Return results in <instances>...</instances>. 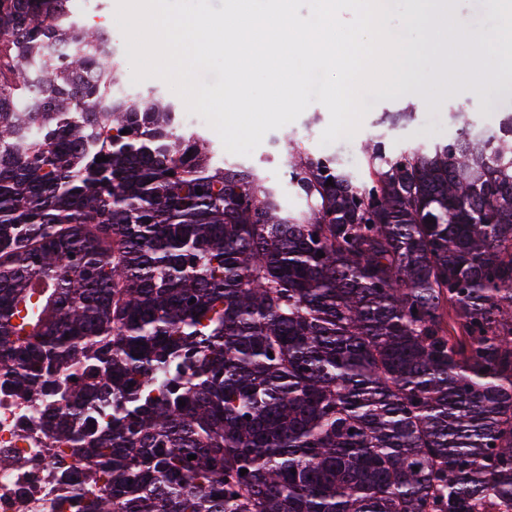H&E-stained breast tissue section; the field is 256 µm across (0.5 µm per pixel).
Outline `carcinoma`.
Here are the masks:
<instances>
[{
    "label": "carcinoma",
    "instance_id": "cac0c4a2",
    "mask_svg": "<svg viewBox=\"0 0 512 512\" xmlns=\"http://www.w3.org/2000/svg\"><path fill=\"white\" fill-rule=\"evenodd\" d=\"M102 43L0 0V369L88 512H512V114L360 181L292 142L290 212Z\"/></svg>",
    "mask_w": 512,
    "mask_h": 512
}]
</instances>
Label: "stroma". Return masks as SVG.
<instances>
[{
  "label": "stroma",
  "instance_id": "obj_1",
  "mask_svg": "<svg viewBox=\"0 0 512 512\" xmlns=\"http://www.w3.org/2000/svg\"><path fill=\"white\" fill-rule=\"evenodd\" d=\"M440 9L448 10L458 29L495 34L501 31L500 19L487 0H392V16L387 24L403 39L413 42L421 37L422 31L414 24L402 23V15ZM404 67L406 73L399 94L364 96L368 113L354 137H344L331 144L321 143L320 136L330 115L324 105L315 102L295 122L267 133L251 155L228 153L224 156L225 162L260 167L269 182L280 188L283 208L296 211L302 208L303 201L285 177L290 140L302 142L316 154L336 157L346 170L357 174L363 169L362 149L369 139L382 137L393 153L408 147L429 148L452 139L457 127L450 118L449 109L457 103H467L471 125L483 130L496 127L506 114L512 113V88L489 94L467 84L448 85L438 79L434 64L427 57L406 58ZM422 94L427 96V103L419 102L418 97ZM386 108L411 109L413 118L397 128H386L379 123Z\"/></svg>",
  "mask_w": 512,
  "mask_h": 512
}]
</instances>
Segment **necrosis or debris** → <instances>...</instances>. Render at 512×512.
<instances>
[{
  "label": "necrosis or debris",
  "mask_w": 512,
  "mask_h": 512,
  "mask_svg": "<svg viewBox=\"0 0 512 512\" xmlns=\"http://www.w3.org/2000/svg\"><path fill=\"white\" fill-rule=\"evenodd\" d=\"M45 395L27 397L0 379V512H56L58 502L80 512L86 500L87 468L69 479L58 475L54 434L42 423Z\"/></svg>",
  "instance_id": "obj_1"
}]
</instances>
